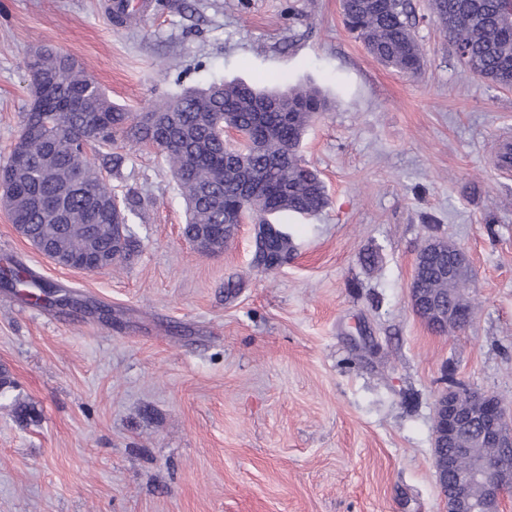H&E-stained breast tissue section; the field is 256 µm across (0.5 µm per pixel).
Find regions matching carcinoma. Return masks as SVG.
<instances>
[{"mask_svg": "<svg viewBox=\"0 0 512 512\" xmlns=\"http://www.w3.org/2000/svg\"><path fill=\"white\" fill-rule=\"evenodd\" d=\"M344 24L379 62L409 77L417 76L424 57L411 31L407 0H342ZM432 10L448 44L466 48L464 73L489 83L512 87V37L504 34L501 0H433ZM76 62L65 53H38L28 69L34 80L50 85L45 109L30 108L22 125L37 122L45 133L24 145L23 160L6 190L16 200L10 218L34 239L61 247L82 267L93 258L112 252V225L130 221L133 209L124 201L110 207L94 203L92 194L69 197L67 218L56 216L62 187L80 182L90 189L101 180L83 152L82 133L96 127L91 148L98 151L117 139L156 148L171 166L185 196L188 220L183 235L208 244L204 252L221 253L225 210L238 205L249 180L263 182L266 193L257 196L252 215L261 224L270 216L293 213L310 216L329 203L325 185L316 171L298 155L312 119L329 109V101L314 86L285 91L259 89L245 82H215L205 89L186 88L140 111L130 112L112 102L93 79L75 72ZM237 129L238 148L247 149L263 137L261 151L249 156L246 171L227 170L218 178L224 154L231 151L222 132L224 121ZM260 245L262 271L294 250L290 235L280 227ZM420 287L443 299L452 298L467 280L450 282L434 268L419 272ZM6 281L35 302L58 305L68 298L57 295L50 283H40L19 270Z\"/></svg>", "mask_w": 512, "mask_h": 512, "instance_id": "1", "label": "carcinoma"}]
</instances>
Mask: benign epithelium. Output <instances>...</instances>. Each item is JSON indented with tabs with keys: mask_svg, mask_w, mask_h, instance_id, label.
Here are the masks:
<instances>
[{
	"mask_svg": "<svg viewBox=\"0 0 512 512\" xmlns=\"http://www.w3.org/2000/svg\"><path fill=\"white\" fill-rule=\"evenodd\" d=\"M432 251H448L453 263L448 276L470 268L467 252L455 244L430 241ZM410 283L415 313L431 324L450 328L466 326L472 316L467 298L448 310ZM433 456L438 482L448 502V512H503L512 495V413L492 394L456 386L440 393L434 402Z\"/></svg>",
	"mask_w": 512,
	"mask_h": 512,
	"instance_id": "benign-epithelium-1",
	"label": "benign epithelium"
}]
</instances>
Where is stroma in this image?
Returning a JSON list of instances; mask_svg holds the SVG:
<instances>
[{
    "label": "stroma",
    "instance_id": "35a3bbf8",
    "mask_svg": "<svg viewBox=\"0 0 512 512\" xmlns=\"http://www.w3.org/2000/svg\"><path fill=\"white\" fill-rule=\"evenodd\" d=\"M157 2L117 28L102 0H0V164L32 102L29 58L53 49L134 112L214 82L318 86L330 108L300 154L329 204L276 216L295 250L269 273L252 225L218 256L183 237L181 190L144 144L92 158L137 202L131 261L61 267L0 208V267L112 311L36 306L0 284V367L15 382L0 397V512H446L437 394L460 383L512 408V166L499 159L512 88L461 79L430 0H409L414 78L367 52L341 0ZM434 238L472 259V319L443 335L408 296Z\"/></svg>",
    "mask_w": 512,
    "mask_h": 512
}]
</instances>
